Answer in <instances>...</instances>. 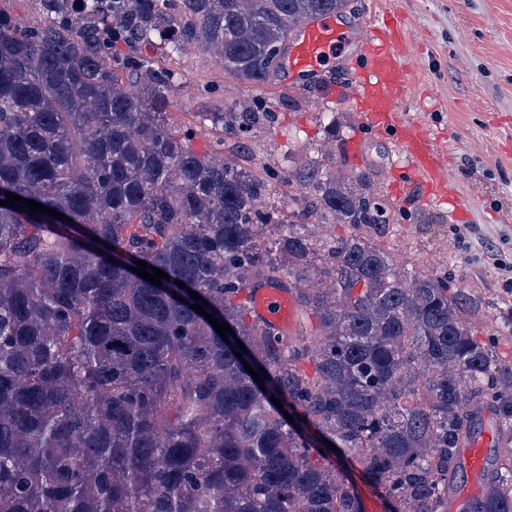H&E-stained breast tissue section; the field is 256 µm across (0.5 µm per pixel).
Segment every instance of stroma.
<instances>
[{
	"mask_svg": "<svg viewBox=\"0 0 512 512\" xmlns=\"http://www.w3.org/2000/svg\"><path fill=\"white\" fill-rule=\"evenodd\" d=\"M354 8L342 19L352 53L379 13L400 16L412 87L398 107L443 135L446 177L467 218L452 219L449 205L425 201L419 190L394 192V134L361 125L354 100L341 91L346 75L339 64L292 90L277 80L244 83L195 49L175 63L179 80L168 119L191 131L198 154L221 150L264 178V209L301 215L302 232L321 243L349 237L353 228L310 213L309 191L297 176L301 159L317 161L323 174L343 167L370 171L396 212L394 223L373 236L374 245L403 268L445 277L451 292L475 298L476 336L493 341L500 362L511 365L512 0H355ZM255 106L272 119L252 129L244 148L203 119L208 112Z\"/></svg>",
	"mask_w": 512,
	"mask_h": 512,
	"instance_id": "stroma-1",
	"label": "stroma"
}]
</instances>
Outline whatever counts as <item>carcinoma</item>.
Wrapping results in <instances>:
<instances>
[{"mask_svg": "<svg viewBox=\"0 0 512 512\" xmlns=\"http://www.w3.org/2000/svg\"><path fill=\"white\" fill-rule=\"evenodd\" d=\"M352 9L39 0L31 25L0 9V200L64 215L0 206V512H361L308 424L359 454L395 512H448L470 399L509 443L463 512H512V365L476 338L448 278L403 271L371 242L393 220L373 177L318 178L306 160L313 209L356 233L323 253L290 223L271 249L266 181L195 152L167 119L178 73L145 67L158 39L264 84L301 22ZM265 117L209 115L241 146ZM137 260L170 279L148 282ZM251 281L288 284L317 326L280 336L251 320Z\"/></svg>", "mask_w": 512, "mask_h": 512, "instance_id": "carcinoma-1", "label": "carcinoma"}]
</instances>
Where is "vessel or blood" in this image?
<instances>
[{
  "label": "vessel or blood",
  "mask_w": 512,
  "mask_h": 512,
  "mask_svg": "<svg viewBox=\"0 0 512 512\" xmlns=\"http://www.w3.org/2000/svg\"><path fill=\"white\" fill-rule=\"evenodd\" d=\"M362 41L360 60L348 66L346 88L362 112L364 123L383 131H394L396 146L402 155L400 170L422 182L426 200L449 204L454 214L463 213L462 201L441 173L445 154L439 149L435 134L395 107L411 84L396 16L382 14L363 35ZM346 47V33L336 25L333 16L323 15L306 22L283 60V85L297 88L318 78L330 63L344 57ZM245 296L253 319L269 324L278 334L297 332L293 291L278 285L252 284ZM468 410L483 421L484 427L480 432L467 435L461 444L460 464L466 479L449 492L448 504L452 507L482 494L489 457L502 445L501 431L493 422L489 408L472 403Z\"/></svg>",
  "instance_id": "vessel-or-blood-1"
}]
</instances>
